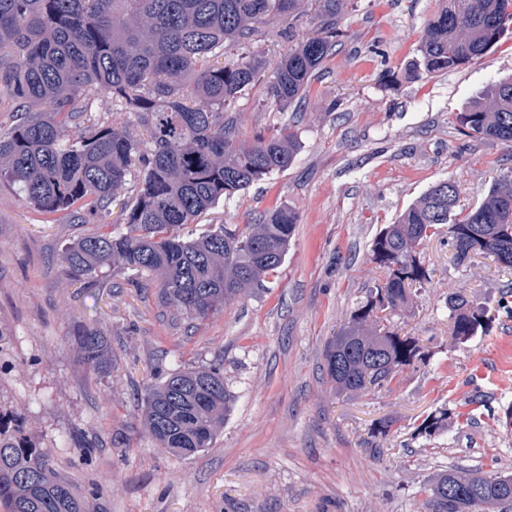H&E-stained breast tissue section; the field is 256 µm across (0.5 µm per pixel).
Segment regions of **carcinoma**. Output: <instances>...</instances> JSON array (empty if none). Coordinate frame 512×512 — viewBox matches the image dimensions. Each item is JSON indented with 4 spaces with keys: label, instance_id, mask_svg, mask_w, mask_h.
<instances>
[{
    "label": "carcinoma",
    "instance_id": "1",
    "mask_svg": "<svg viewBox=\"0 0 512 512\" xmlns=\"http://www.w3.org/2000/svg\"><path fill=\"white\" fill-rule=\"evenodd\" d=\"M511 5L442 0L426 23L413 78L483 55L512 23ZM341 8V0H0V96L16 112L0 127V178L46 214L66 211L99 226L63 250L72 274L93 278L112 265L155 278L165 301L191 320L218 314L281 266L299 216L277 208L242 230L223 225L197 237L182 230L293 163L298 134L285 127L243 139L237 102L262 80L273 105L300 102L336 47ZM308 14L312 28L295 37ZM278 37L288 48L270 71L254 45ZM101 94L139 115L146 135L96 120L92 102ZM457 121L471 137L512 148V77L493 83ZM73 127L81 132L70 134ZM134 170L141 179L116 231L105 220ZM447 189L432 185L375 236L371 261L385 278L324 352L337 391L381 389L421 357L417 338L385 322L427 282L417 248L438 229L448 226L457 261L483 255L512 269V173L462 218L454 182ZM446 306L453 340L485 331V307L460 293ZM77 345L91 372L111 371L112 347L99 328H82ZM141 401L158 447L186 457L212 447L234 396L214 363L160 374ZM446 420V409L430 415L420 433L430 437ZM48 460L20 427L0 420V512H104L98 487L80 493ZM428 491L431 512L503 510L512 505V475L445 469Z\"/></svg>",
    "mask_w": 512,
    "mask_h": 512
}]
</instances>
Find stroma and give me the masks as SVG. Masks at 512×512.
Masks as SVG:
<instances>
[{"label":"stroma","mask_w":512,"mask_h":512,"mask_svg":"<svg viewBox=\"0 0 512 512\" xmlns=\"http://www.w3.org/2000/svg\"><path fill=\"white\" fill-rule=\"evenodd\" d=\"M439 0H343L336 47L301 104L280 110L254 87L237 103L244 139L283 127L302 148L288 169L221 202L193 234L241 226L276 207L299 222L262 288L203 321L177 315L154 280L103 268L78 278L63 249L94 232L47 215L0 182V412L17 419L79 490L99 487L106 512H429L440 470L512 475V318L498 310L512 271L476 255L457 262L447 235L419 257L428 283L390 318L424 355L387 388L337 394L323 371L328 341L385 273L371 243L436 182L458 189L457 214L477 207L512 152L466 136V103L512 74V24L482 56L410 78ZM459 292L489 309L487 332L454 342L445 301ZM99 327L112 370L81 363L75 340ZM224 363L234 395L211 448L179 458L141 421V394L159 370ZM447 410L448 424L418 425ZM386 437L373 436L381 420Z\"/></svg>","instance_id":"stroma-1"}]
</instances>
